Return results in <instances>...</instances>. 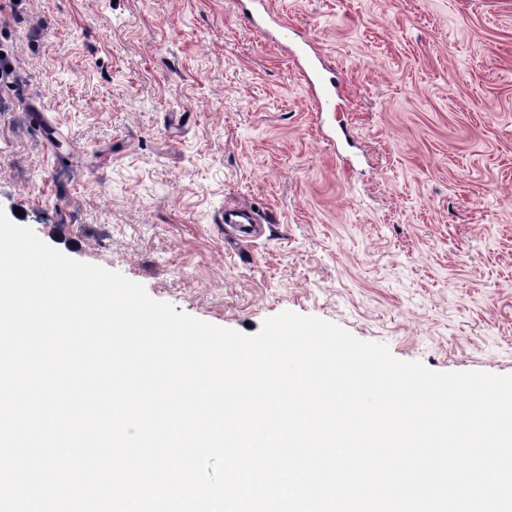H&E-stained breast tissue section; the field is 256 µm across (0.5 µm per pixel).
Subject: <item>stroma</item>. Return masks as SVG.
<instances>
[{"label": "stroma", "instance_id": "35a3bbf8", "mask_svg": "<svg viewBox=\"0 0 512 512\" xmlns=\"http://www.w3.org/2000/svg\"><path fill=\"white\" fill-rule=\"evenodd\" d=\"M251 2L0 0V210L219 327L512 374V0H267L335 116ZM309 95L316 101L321 112H336V83L324 76L318 68L316 61L306 57L304 66ZM220 222L224 224H235L230 225V229L233 231L234 236L241 241H251L255 238L257 232H260V228L252 225L253 223L257 224L258 220L256 214L250 209L226 207L221 214ZM238 233H241V235Z\"/></svg>", "mask_w": 512, "mask_h": 512}]
</instances>
